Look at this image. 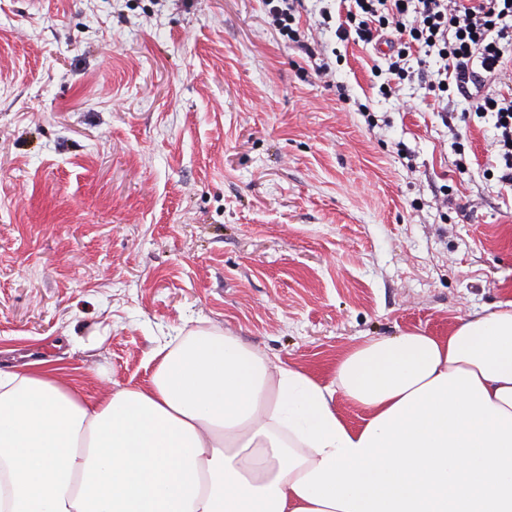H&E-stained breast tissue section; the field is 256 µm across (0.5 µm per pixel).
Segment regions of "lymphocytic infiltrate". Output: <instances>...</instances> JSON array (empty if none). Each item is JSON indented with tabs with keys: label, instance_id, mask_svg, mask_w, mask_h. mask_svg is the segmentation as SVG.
<instances>
[{
	"label": "lymphocytic infiltrate",
	"instance_id": "1",
	"mask_svg": "<svg viewBox=\"0 0 512 512\" xmlns=\"http://www.w3.org/2000/svg\"><path fill=\"white\" fill-rule=\"evenodd\" d=\"M340 34L356 32L364 42L383 32L394 35L389 72L395 84L411 73L412 52L435 58L434 88L445 95L472 96L476 109L493 114L497 149L493 167L512 184V91L486 86L512 63V0H347Z\"/></svg>",
	"mask_w": 512,
	"mask_h": 512
}]
</instances>
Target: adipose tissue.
Segmentation results:
<instances>
[{"label": "adipose tissue", "mask_w": 512, "mask_h": 512, "mask_svg": "<svg viewBox=\"0 0 512 512\" xmlns=\"http://www.w3.org/2000/svg\"><path fill=\"white\" fill-rule=\"evenodd\" d=\"M151 360L95 398L0 369V512H512V298L365 339L327 384L212 329Z\"/></svg>", "instance_id": "adipose-tissue-1"}]
</instances>
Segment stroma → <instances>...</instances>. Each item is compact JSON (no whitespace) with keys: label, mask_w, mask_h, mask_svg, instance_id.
I'll return each instance as SVG.
<instances>
[{"label":"stroma","mask_w":512,"mask_h":512,"mask_svg":"<svg viewBox=\"0 0 512 512\" xmlns=\"http://www.w3.org/2000/svg\"><path fill=\"white\" fill-rule=\"evenodd\" d=\"M318 20L304 0L295 43L262 0H0L1 366L95 396L205 327L327 381L512 295L494 117L426 63L382 95L388 48Z\"/></svg>","instance_id":"1"}]
</instances>
